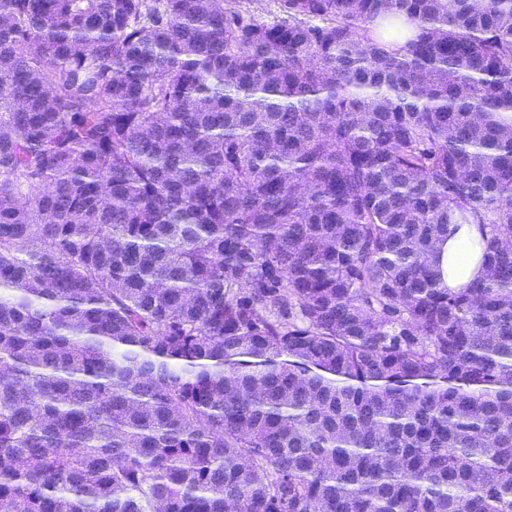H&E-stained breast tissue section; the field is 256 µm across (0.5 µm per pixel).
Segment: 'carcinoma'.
Returning <instances> with one entry per match:
<instances>
[{
    "mask_svg": "<svg viewBox=\"0 0 512 512\" xmlns=\"http://www.w3.org/2000/svg\"><path fill=\"white\" fill-rule=\"evenodd\" d=\"M255 2L0 0V512H512V0ZM480 239L478 224H462L437 245L442 270V286L461 288L481 273V254L472 250Z\"/></svg>",
    "mask_w": 512,
    "mask_h": 512,
    "instance_id": "cac0c4a2",
    "label": "carcinoma"
}]
</instances>
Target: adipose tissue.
Returning a JSON list of instances; mask_svg holds the SVG:
<instances>
[{"mask_svg":"<svg viewBox=\"0 0 512 512\" xmlns=\"http://www.w3.org/2000/svg\"><path fill=\"white\" fill-rule=\"evenodd\" d=\"M480 238L477 225L464 224L438 244L444 286L463 287L481 273V255L473 250Z\"/></svg>","mask_w":512,"mask_h":512,"instance_id":"1","label":"adipose tissue"}]
</instances>
